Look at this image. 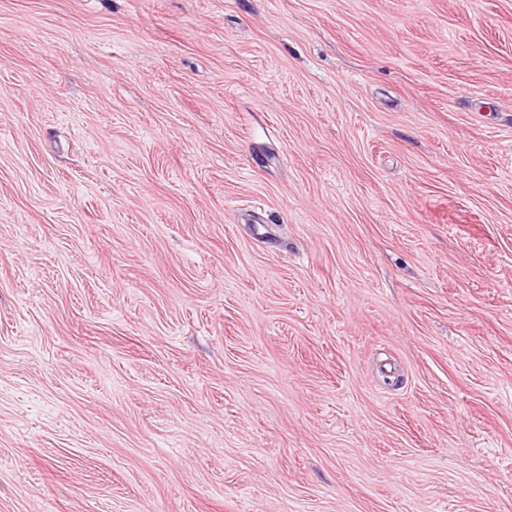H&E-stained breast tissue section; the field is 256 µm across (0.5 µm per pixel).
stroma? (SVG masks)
<instances>
[{
	"label": "stroma",
	"mask_w": 512,
	"mask_h": 512,
	"mask_svg": "<svg viewBox=\"0 0 512 512\" xmlns=\"http://www.w3.org/2000/svg\"><path fill=\"white\" fill-rule=\"evenodd\" d=\"M0 512H512V0H0Z\"/></svg>",
	"instance_id": "35a3bbf8"
}]
</instances>
